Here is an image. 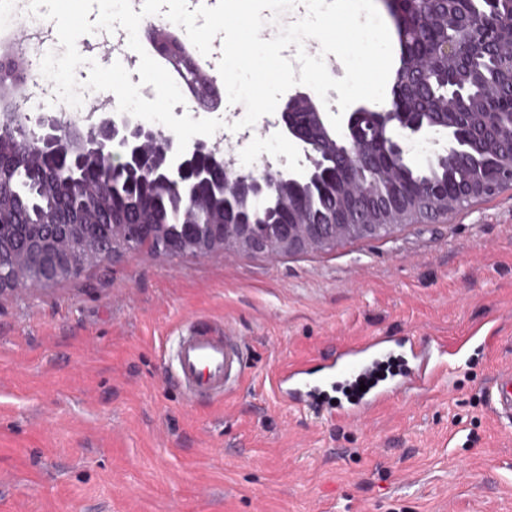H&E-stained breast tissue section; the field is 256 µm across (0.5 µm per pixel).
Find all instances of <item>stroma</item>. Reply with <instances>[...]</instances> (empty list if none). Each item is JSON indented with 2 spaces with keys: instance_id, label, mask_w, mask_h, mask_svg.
Instances as JSON below:
<instances>
[{
  "instance_id": "1",
  "label": "stroma",
  "mask_w": 512,
  "mask_h": 512,
  "mask_svg": "<svg viewBox=\"0 0 512 512\" xmlns=\"http://www.w3.org/2000/svg\"><path fill=\"white\" fill-rule=\"evenodd\" d=\"M300 149L255 127L240 165ZM203 318L247 343L241 386L188 400L170 345ZM477 335L431 392L359 421L282 404L273 378L372 336ZM512 192L327 251L147 248L0 296V512H512ZM489 400L499 419L512 422V368L500 370L495 378Z\"/></svg>"
}]
</instances>
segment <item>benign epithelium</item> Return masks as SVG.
I'll return each instance as SVG.
<instances>
[{
	"mask_svg": "<svg viewBox=\"0 0 512 512\" xmlns=\"http://www.w3.org/2000/svg\"><path fill=\"white\" fill-rule=\"evenodd\" d=\"M465 39L434 43L421 67L401 69L402 77L392 86L394 107L377 110L357 105L342 116L343 137L333 135L325 113L308 91L297 90L288 98L278 123L280 131L301 149L308 165L300 170L264 165L261 171L246 168L214 144L195 140L176 156L178 140L155 126L126 113L106 110L87 130L64 121L56 114L35 113L18 105L10 109V136L0 138V163L14 170L24 166L27 156L40 155L49 168L29 171L38 194L46 193L56 173L87 206L85 184L90 163L102 156L118 160L112 172V195L121 196L117 181L130 189L146 175L154 191L163 192L176 183L177 208L184 212L204 200L224 214V222L197 219L190 224H145L143 204L133 202L116 224L112 214L99 213L96 230L75 220L74 211L62 207L49 221L33 224L31 206L17 199L8 224L0 222V295L19 288L46 287L79 275L86 267L100 265L142 247L172 257L204 258L228 252L281 256L331 250L344 239H376L392 234L406 224L424 220L411 198L399 186L393 170L379 165L360 143L377 137L384 128L383 152L411 167L410 155L417 143L429 145L427 166L417 169L424 177L419 197L441 192L429 180L435 165L452 164L465 169L468 178L454 189V198L474 202L512 189V118L486 112L483 127L491 137H469L460 131L457 113H448V126L437 128L424 112H402L395 108L406 88L437 79L448 99L464 97L468 88L448 75V61L470 62L468 49L475 21H457ZM154 47L179 71L189 76L199 105L210 106L216 85L196 86L191 64L170 40L157 30ZM357 194L363 208L355 213L340 206L320 220L285 221L288 215H305L309 196L316 189ZM276 216L263 229L258 213Z\"/></svg>",
	"mask_w": 512,
	"mask_h": 512,
	"instance_id": "7a95c632",
	"label": "benign epithelium"
}]
</instances>
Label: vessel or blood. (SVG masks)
I'll return each instance as SVG.
<instances>
[{
  "mask_svg": "<svg viewBox=\"0 0 512 512\" xmlns=\"http://www.w3.org/2000/svg\"><path fill=\"white\" fill-rule=\"evenodd\" d=\"M397 338L376 336L365 342L337 348L317 365L293 362L280 371L274 387L284 402L301 404L311 384L335 376H352L365 362L386 355ZM413 360L401 379L373 391L353 406L340 409L338 418L359 420L386 408L399 397L425 389L439 377L449 375L451 359L461 350L464 341H447L439 336L424 341L405 340ZM246 349L241 337L216 323L196 322L184 329L176 340L175 367L172 378L185 390L188 398L207 396L220 400L236 382L242 380L246 369ZM489 400L497 418L512 422V368L500 370L495 378Z\"/></svg>",
  "mask_w": 512,
  "mask_h": 512,
  "instance_id": "1",
  "label": "vessel or blood"
}]
</instances>
